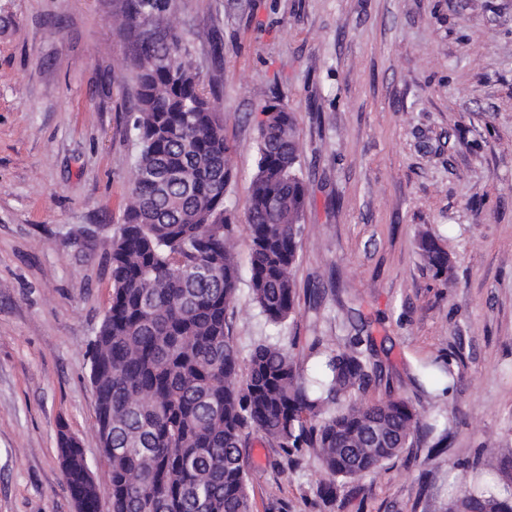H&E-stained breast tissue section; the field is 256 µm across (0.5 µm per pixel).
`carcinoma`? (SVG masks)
Instances as JSON below:
<instances>
[{
	"mask_svg": "<svg viewBox=\"0 0 512 512\" xmlns=\"http://www.w3.org/2000/svg\"><path fill=\"white\" fill-rule=\"evenodd\" d=\"M113 24L136 37V102L125 224L110 243L112 301L90 346L96 435L111 476L112 512H251L240 448L246 431L287 453L311 450L321 499L339 498L337 479L359 481L412 443L419 431L448 433L401 399L368 402L377 377L372 340L347 336L320 350L309 379L292 352L261 342L244 357L226 330L239 269L234 215L226 197L232 169L223 113L201 87L187 41L164 0H127ZM246 217L251 231L252 301L272 323L296 314L293 270L309 186L300 169L293 113L262 109ZM418 248L438 275L447 252L423 233ZM448 392L449 361L433 362ZM377 429L369 441L366 430ZM64 477L84 512H100L86 479L83 448L60 434ZM120 452H115V449ZM512 462V448L483 452ZM455 512H512V478L468 482Z\"/></svg>",
	"mask_w": 512,
	"mask_h": 512,
	"instance_id": "1",
	"label": "carcinoma"
}]
</instances>
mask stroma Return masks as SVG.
<instances>
[{"instance_id": "obj_1", "label": "stroma", "mask_w": 512, "mask_h": 512, "mask_svg": "<svg viewBox=\"0 0 512 512\" xmlns=\"http://www.w3.org/2000/svg\"><path fill=\"white\" fill-rule=\"evenodd\" d=\"M231 149L241 352L373 336L368 400L448 431L340 489V512H448L484 444L512 448V0H167ZM126 0H0V512H76L58 432L81 444L110 512L89 347L112 298L109 243L135 153ZM293 112L309 205L298 312L269 323L249 289L244 205L261 108ZM433 235L453 270L417 248ZM449 360L450 394L431 363ZM252 512H323L310 452L249 432Z\"/></svg>"}]
</instances>
